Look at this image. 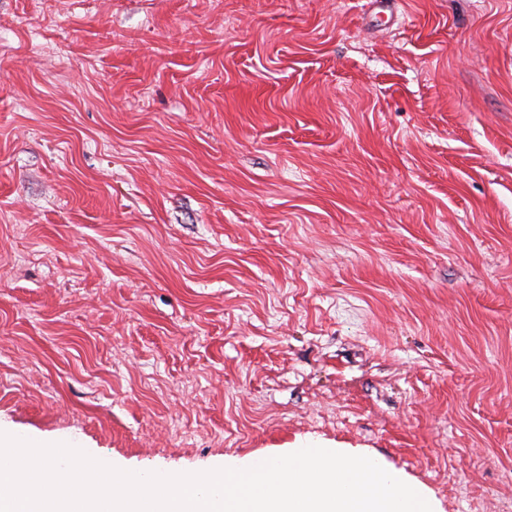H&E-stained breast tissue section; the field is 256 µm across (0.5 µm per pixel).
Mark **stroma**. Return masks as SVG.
Returning a JSON list of instances; mask_svg holds the SVG:
<instances>
[{"instance_id":"stroma-1","label":"stroma","mask_w":512,"mask_h":512,"mask_svg":"<svg viewBox=\"0 0 512 512\" xmlns=\"http://www.w3.org/2000/svg\"><path fill=\"white\" fill-rule=\"evenodd\" d=\"M0 431L512 512V0H0Z\"/></svg>"}]
</instances>
